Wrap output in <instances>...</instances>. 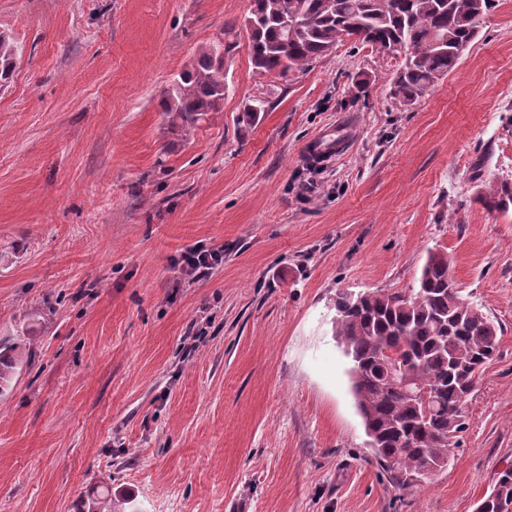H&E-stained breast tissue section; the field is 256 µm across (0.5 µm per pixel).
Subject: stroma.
Wrapping results in <instances>:
<instances>
[{
  "instance_id": "stroma-1",
  "label": "stroma",
  "mask_w": 512,
  "mask_h": 512,
  "mask_svg": "<svg viewBox=\"0 0 512 512\" xmlns=\"http://www.w3.org/2000/svg\"><path fill=\"white\" fill-rule=\"evenodd\" d=\"M251 0H0V512H73L106 490L138 512H474L512 463V0L414 105L395 67L337 44L260 76ZM226 40L221 111L191 136L160 102ZM268 102L252 122L243 113ZM314 140L342 141L314 160ZM220 249L193 281L181 251ZM446 251L501 351L445 469L407 490L376 462L338 294L416 286ZM477 201L488 211L507 212L512 204L511 182H489L486 188L478 193ZM23 366V355L17 344L10 347L0 346V397L11 385Z\"/></svg>"
}]
</instances>
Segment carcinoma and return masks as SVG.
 <instances>
[{
    "label": "carcinoma",
    "mask_w": 512,
    "mask_h": 512,
    "mask_svg": "<svg viewBox=\"0 0 512 512\" xmlns=\"http://www.w3.org/2000/svg\"><path fill=\"white\" fill-rule=\"evenodd\" d=\"M497 0H252L245 25L248 51L259 74L306 69L346 39L363 46H405L409 55L390 90L407 107L447 76L478 36V21ZM231 44H206L174 80L161 103L187 136L208 112L224 103L221 57ZM15 46L0 35V78L9 76ZM488 211L512 207V183L493 181L477 195ZM499 327L481 307L461 295L448 253L431 250L412 293L368 291L360 299L345 293L336 300L335 336L352 368H360L353 393L366 431L379 445L375 457L399 489L416 485L411 474L448 465L450 449L466 431L464 405L482 369L499 352ZM392 351L405 365L411 389L428 390L430 406L410 397L393 380L384 361ZM23 366L20 346H0V397ZM512 503V465L498 472L489 493ZM126 499L89 497L77 512H125Z\"/></svg>",
    "instance_id": "cac0c4a2"
}]
</instances>
